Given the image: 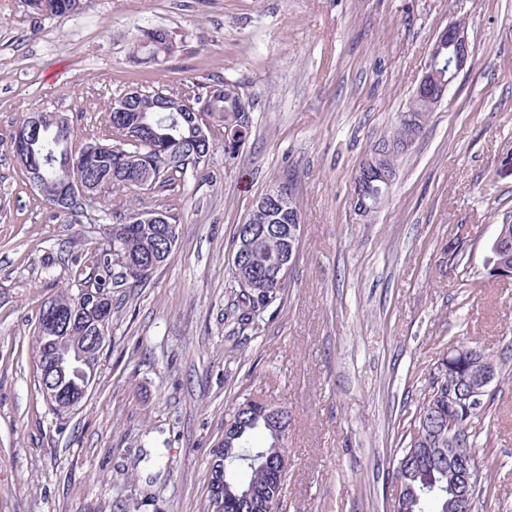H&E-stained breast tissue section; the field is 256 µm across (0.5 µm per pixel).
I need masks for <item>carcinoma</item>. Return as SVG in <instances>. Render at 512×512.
<instances>
[{
  "mask_svg": "<svg viewBox=\"0 0 512 512\" xmlns=\"http://www.w3.org/2000/svg\"><path fill=\"white\" fill-rule=\"evenodd\" d=\"M27 11L40 17L77 14L83 0H23ZM145 60L157 61L174 53L171 34L157 45L134 49ZM125 93L114 95L99 125L86 136L78 132L68 116L59 112H43L35 148L40 159L41 200L52 206L59 189L70 180L73 168L68 157L82 158L92 152L95 163L85 172L94 186L91 196L77 202L67 212H57L69 224H79L87 211H98V221L105 224L120 207L112 204V194L125 190L157 194V208L167 212L166 224H133L129 217L137 207L123 210L118 223L110 225L95 250L101 278L94 283L77 284V290L64 289L48 298L41 306L35 327V352L50 349L65 355L88 337L100 335L102 322L112 320V295L109 287L137 288L148 279L143 264L151 259L163 265L173 255L175 242L169 240L168 224H176L171 211L180 186L189 173L208 168L214 155L237 152L251 131L250 104L241 87L228 81L196 80L174 89H141L133 106L125 107ZM206 105L202 113L210 125L209 144L195 139L194 115L190 106ZM435 109L433 100L423 95L411 98L405 111L420 113L427 122ZM30 116L20 120L10 140L0 147L18 157L17 137L26 131ZM292 223L288 216L270 221V213L255 208L245 223L237 226L236 243L248 238L246 250L233 253L228 268V287L235 295L234 307L224 313L226 322L236 330L257 331L265 313L282 301L287 285L274 279L275 272L288 259V241ZM54 304L61 313L77 312L63 331H57L45 320V310ZM462 365L443 357L424 389L410 430L408 441L393 459V478L404 487L403 512H449L448 466L437 459L439 449L448 447V432L422 426V421L446 427L450 424L472 434L478 414L448 404V372ZM63 391L80 394L83 377L67 372L55 375ZM288 410L281 408L280 419L268 415L265 405L248 397L229 409L224 421V441L214 456H224V503L213 497L216 467L209 469L208 512H248L242 504L244 490L257 491L269 485L286 486L288 475L272 471L279 453L287 450Z\"/></svg>",
  "mask_w": 512,
  "mask_h": 512,
  "instance_id": "obj_1",
  "label": "carcinoma"
}]
</instances>
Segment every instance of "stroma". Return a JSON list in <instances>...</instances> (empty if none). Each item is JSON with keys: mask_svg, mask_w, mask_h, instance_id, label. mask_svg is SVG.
Wrapping results in <instances>:
<instances>
[{"mask_svg": "<svg viewBox=\"0 0 512 512\" xmlns=\"http://www.w3.org/2000/svg\"><path fill=\"white\" fill-rule=\"evenodd\" d=\"M453 21L468 64L361 220L355 172ZM143 28L168 31L175 53L132 62ZM202 78L242 87L250 137L187 179L169 264L113 289L95 380L63 417L39 388L33 331L101 225L65 223L0 150V512H207L225 415L253 396L291 417L284 512H389L393 451L460 343L498 367L473 430L474 512H512V279L483 266L512 224V0H86L47 19L0 0V141L28 112L87 130L118 90ZM290 177L302 241L284 305L233 335L236 226Z\"/></svg>", "mask_w": 512, "mask_h": 512, "instance_id": "35a3bbf8", "label": "stroma"}]
</instances>
